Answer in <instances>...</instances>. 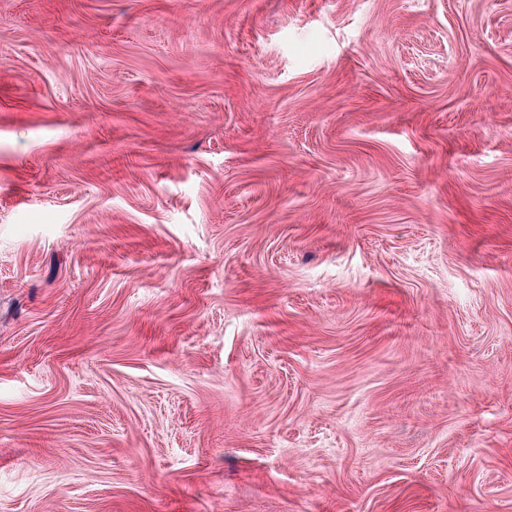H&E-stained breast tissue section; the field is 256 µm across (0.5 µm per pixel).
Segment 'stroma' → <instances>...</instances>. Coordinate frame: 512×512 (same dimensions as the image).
<instances>
[{
	"label": "stroma",
	"mask_w": 512,
	"mask_h": 512,
	"mask_svg": "<svg viewBox=\"0 0 512 512\" xmlns=\"http://www.w3.org/2000/svg\"><path fill=\"white\" fill-rule=\"evenodd\" d=\"M0 512H512V0H0Z\"/></svg>",
	"instance_id": "35a3bbf8"
}]
</instances>
